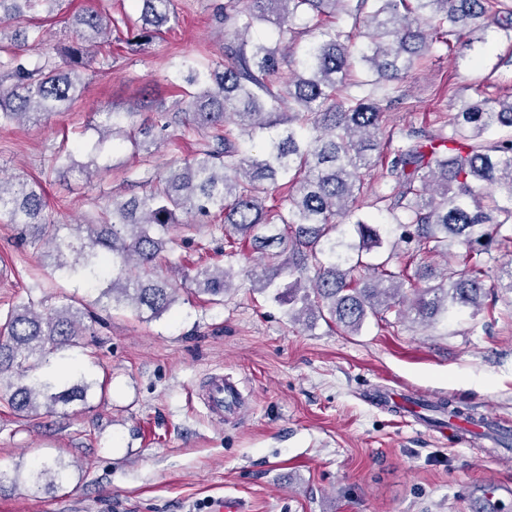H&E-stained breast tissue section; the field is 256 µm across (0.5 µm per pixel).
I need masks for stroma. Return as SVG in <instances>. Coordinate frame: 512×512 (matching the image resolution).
Returning <instances> with one entry per match:
<instances>
[{
    "label": "stroma",
    "instance_id": "35a3bbf8",
    "mask_svg": "<svg viewBox=\"0 0 512 512\" xmlns=\"http://www.w3.org/2000/svg\"><path fill=\"white\" fill-rule=\"evenodd\" d=\"M225 0H174L178 20L130 51L126 27L113 29L112 64L83 74L85 89L69 112L0 127V172L41 180L49 223L97 217L109 199L142 194L143 166L157 175L182 163L204 132L163 131L149 164L129 142L94 150L96 113L131 112L135 129L156 105L171 109L184 88L178 65L216 67L231 28L216 20ZM137 17L136 0H63L32 23L47 48L69 45L71 17L85 10ZM402 105L388 111L382 141L422 127L443 130L442 117L477 95L512 99V41L447 48L434 44L404 79ZM65 147L93 177L59 172L51 156ZM176 268L158 273L178 288L159 319L130 309L104 310L88 280L54 271L40 251L0 223V311L33 299L45 310L65 299L92 311L78 346L61 350L55 378L86 376V403L29 418L0 402V512H211L233 494L248 512H512V497L489 508L484 482L512 486V290L495 289L476 316L423 325L388 311L355 334L322 319L292 321L287 305L255 288L262 267L243 247L220 250L208 224L169 230ZM232 264L234 289L214 301L190 277L200 263ZM239 390L236 414L218 421L206 407L213 378ZM393 390L456 405L507 426L498 442L456 445L398 411L374 405ZM61 464L55 486L35 485L34 471Z\"/></svg>",
    "mask_w": 512,
    "mask_h": 512
}]
</instances>
